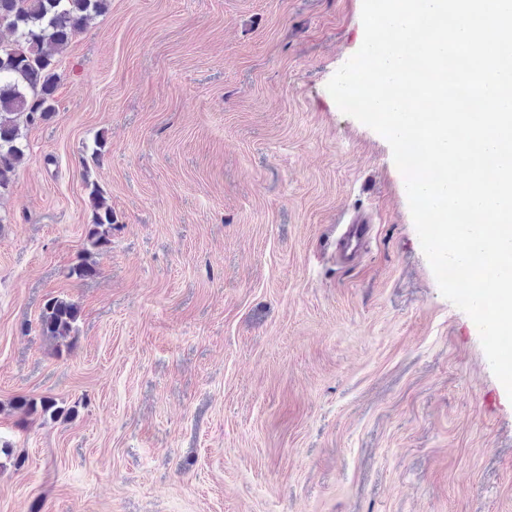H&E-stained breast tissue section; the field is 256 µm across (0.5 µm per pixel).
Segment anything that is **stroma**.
Instances as JSON below:
<instances>
[{
    "mask_svg": "<svg viewBox=\"0 0 512 512\" xmlns=\"http://www.w3.org/2000/svg\"><path fill=\"white\" fill-rule=\"evenodd\" d=\"M362 0H110L0 195V512H512V398L385 138L326 89ZM117 217L90 280L83 160ZM370 218L355 265L333 228ZM79 342L38 330L49 296ZM19 396L75 407L19 429ZM80 305L67 296L47 299L38 318V329L55 343L57 352H71L78 340Z\"/></svg>",
    "mask_w": 512,
    "mask_h": 512,
    "instance_id": "35a3bbf8",
    "label": "stroma"
}]
</instances>
